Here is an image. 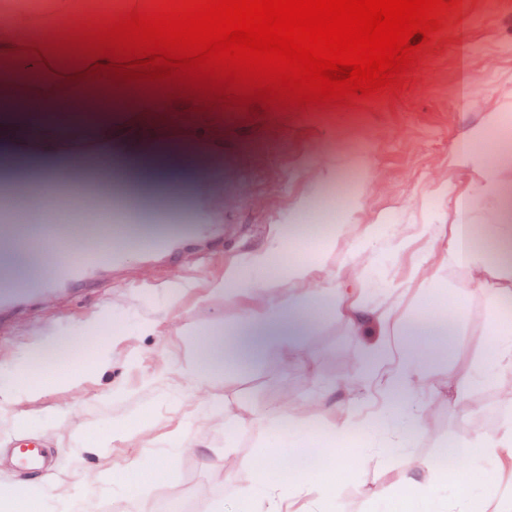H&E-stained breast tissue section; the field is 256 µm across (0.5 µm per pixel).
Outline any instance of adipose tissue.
I'll list each match as a JSON object with an SVG mask.
<instances>
[{
  "instance_id": "obj_1",
  "label": "adipose tissue",
  "mask_w": 512,
  "mask_h": 512,
  "mask_svg": "<svg viewBox=\"0 0 512 512\" xmlns=\"http://www.w3.org/2000/svg\"><path fill=\"white\" fill-rule=\"evenodd\" d=\"M105 9L103 0H37L33 5L23 0H0V112L13 115L22 127L29 126L31 119H39L57 141L54 149L41 151L31 135H23L14 141L10 158L0 162V176L19 180L27 191L19 208L13 196L0 194V210H10L14 223L27 226L35 236L54 209L70 203L67 194L50 191L52 183L69 177V149L92 148L112 122L111 113L104 107V91H116L117 103L125 112L139 111L146 100L163 99L170 93L169 88L152 82L118 83L106 75H88L86 64L68 54L35 53L37 42L47 40L49 33L67 31L85 14ZM491 128L512 137V119L492 112L485 126L465 127L451 147L452 165L468 172L471 180L457 194L448 260L466 267L472 281L479 285L486 283L490 273H497L501 292L508 295L512 293V181L504 180L496 164L488 159L487 131ZM126 151L153 173L144 197L174 206L168 178L175 166L183 164L188 154L186 145L165 132L149 130L127 144ZM479 199L486 203L480 219L492 228L487 251L496 257L492 263L486 260V253L476 250L471 239V226L479 219L473 204ZM277 264L278 253L271 250L259 258L257 276L229 277V284L253 289L262 303L231 335L209 341L204 355L186 354L179 365L182 377L203 383L223 375L225 365L243 366L271 348L289 360L300 361L290 338L305 328L307 316L322 312L324 297L316 295L315 305L307 313L284 310L270 296L273 280L264 276ZM427 308V315L419 323L401 332L407 360L389 380L394 394H411L434 351L444 349V336L455 333L457 320L445 317L444 300L429 298ZM276 466L273 460L243 461L241 468L248 484L243 490L241 512H284L288 491L269 478Z\"/></svg>"
}]
</instances>
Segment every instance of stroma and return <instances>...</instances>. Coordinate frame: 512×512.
<instances>
[{
    "mask_svg": "<svg viewBox=\"0 0 512 512\" xmlns=\"http://www.w3.org/2000/svg\"><path fill=\"white\" fill-rule=\"evenodd\" d=\"M493 110L512 115V0H462L423 46L411 81L390 95L266 115L204 112L178 97L116 116L97 151L117 152L147 126L167 129L193 147L173 181L206 171L210 198L189 215L195 231L164 254L131 255L0 305V390L14 394L0 401V449L23 440L52 454L43 471L1 457L0 482L50 490L45 512H71L76 500L89 512H211L217 502L236 512L241 483L225 474L224 457L279 455L278 425L329 444L327 469L343 471L335 512H374L380 496L409 483L452 506L467 499L469 512H498L512 500V447L475 450L466 482L438 463L454 441L481 435V415L512 411V390L502 387L512 368L457 392L489 359L491 327H512V297L447 260L454 197L470 181L449 153L464 126ZM346 179L357 185L355 216L319 223L327 190ZM272 249L281 265L315 268L306 287L279 279L280 300L302 310L316 292L333 300L296 338L308 367L271 351L219 380H182L178 363L201 349L203 334L231 333L256 303L252 292L226 288L227 276L248 275ZM432 294L461 319L412 395L414 407L439 412L418 429L382 381L359 380L353 360L384 344L383 325L421 318ZM49 370L66 380L34 385ZM241 404L246 421L227 425ZM343 412L351 423L338 440ZM138 462L164 468V478L136 492L106 482L109 468ZM274 479L288 489L290 512H315L319 493L306 473Z\"/></svg>",
    "mask_w": 512,
    "mask_h": 512,
    "instance_id": "stroma-1",
    "label": "stroma"
}]
</instances>
